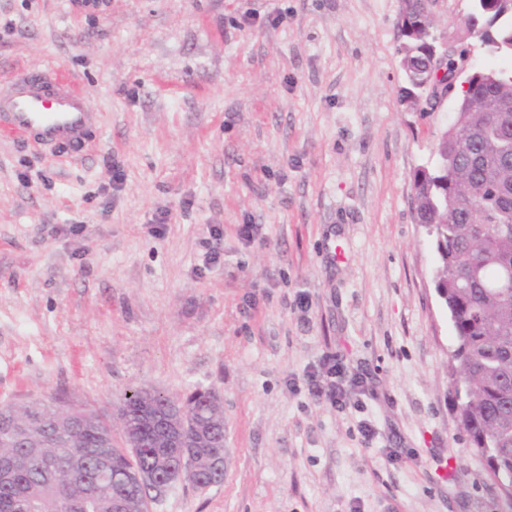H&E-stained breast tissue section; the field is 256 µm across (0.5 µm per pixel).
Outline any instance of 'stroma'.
I'll list each match as a JSON object with an SVG mask.
<instances>
[{"instance_id":"1","label":"stroma","mask_w":512,"mask_h":512,"mask_svg":"<svg viewBox=\"0 0 512 512\" xmlns=\"http://www.w3.org/2000/svg\"><path fill=\"white\" fill-rule=\"evenodd\" d=\"M399 8L0 0V80L52 68L96 112L81 154L0 133V403L66 399L121 448L129 389L215 391L223 482L150 512L506 508L459 425L413 199L454 107L403 105ZM434 12L471 44L470 0ZM328 355L366 380L342 412L308 391Z\"/></svg>"}]
</instances>
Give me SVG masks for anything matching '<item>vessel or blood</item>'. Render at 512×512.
<instances>
[{
    "label": "vessel or blood",
    "instance_id": "vessel-or-blood-1",
    "mask_svg": "<svg viewBox=\"0 0 512 512\" xmlns=\"http://www.w3.org/2000/svg\"><path fill=\"white\" fill-rule=\"evenodd\" d=\"M0 114L9 134L31 135L73 153L84 150L85 133L95 117L73 81L51 69L13 74L0 89Z\"/></svg>",
    "mask_w": 512,
    "mask_h": 512
}]
</instances>
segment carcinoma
<instances>
[{
	"label": "carcinoma",
	"instance_id": "cac0c4a2",
	"mask_svg": "<svg viewBox=\"0 0 512 512\" xmlns=\"http://www.w3.org/2000/svg\"><path fill=\"white\" fill-rule=\"evenodd\" d=\"M490 29L485 45L494 57H512V0H476L468 18ZM398 52L412 55L407 82L421 89L427 72L419 68L423 54L417 41L402 40ZM469 102L455 113L448 140L437 145L433 165L416 171V209L424 224L435 225L438 256L436 286L444 296L455 338L453 389L460 424L484 465L495 460L499 478L512 485V66L480 68L468 91ZM173 400L156 392L132 389L125 394L120 416L132 440L144 446L159 434L156 414ZM204 423L207 440L195 449L205 488L224 472L214 462L224 456V413L197 390L179 402ZM42 401L0 404V449L29 457L0 482V512H17L21 501L32 512H57L65 496L76 512H113V503L127 502L128 512H141L138 474L155 468V458H138L112 449L110 471L97 477L98 448L105 425L97 420L73 435L55 433L57 415ZM27 417V431L3 437L16 418ZM72 456L84 458L80 479L59 477Z\"/></svg>",
	"mask_w": 512,
	"mask_h": 512
}]
</instances>
